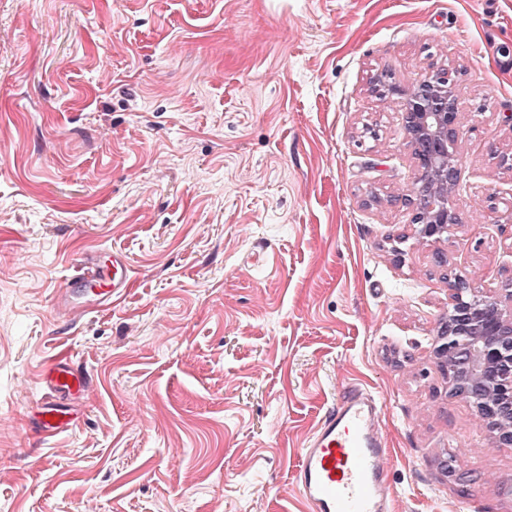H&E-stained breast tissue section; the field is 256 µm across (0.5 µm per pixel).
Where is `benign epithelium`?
<instances>
[{"label": "benign epithelium", "mask_w": 512, "mask_h": 512, "mask_svg": "<svg viewBox=\"0 0 512 512\" xmlns=\"http://www.w3.org/2000/svg\"><path fill=\"white\" fill-rule=\"evenodd\" d=\"M405 96L404 130L424 190L404 203L414 209L417 236L436 243L459 225L454 202L463 135L459 98L450 75L441 71L416 80ZM448 312L441 318L434 355L448 374L451 394L473 402L492 444L512 445V282L506 294H483L463 275L448 278Z\"/></svg>", "instance_id": "1"}]
</instances>
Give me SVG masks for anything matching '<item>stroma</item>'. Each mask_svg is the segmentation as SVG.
<instances>
[{"label":"stroma","mask_w":512,"mask_h":512,"mask_svg":"<svg viewBox=\"0 0 512 512\" xmlns=\"http://www.w3.org/2000/svg\"><path fill=\"white\" fill-rule=\"evenodd\" d=\"M507 55L512 0H0V512H309L297 455L348 382L380 405L392 512H512V446L434 356L444 272L512 279ZM438 70L478 133L429 245L371 80ZM116 249L126 295L57 315ZM62 355L95 396L44 442Z\"/></svg>","instance_id":"obj_1"}]
</instances>
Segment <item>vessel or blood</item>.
I'll return each mask as SVG.
<instances>
[{
    "instance_id": "vessel-or-blood-1",
    "label": "vessel or blood",
    "mask_w": 512,
    "mask_h": 512,
    "mask_svg": "<svg viewBox=\"0 0 512 512\" xmlns=\"http://www.w3.org/2000/svg\"><path fill=\"white\" fill-rule=\"evenodd\" d=\"M130 278L121 251L112 253L108 279L97 253H89L60 288L56 306L75 317L111 305L125 293ZM41 385L45 393L38 403L36 429L41 436L54 437L74 425L67 400L88 399L94 384L86 369L60 357L49 364ZM377 416L374 397L353 385L343 387L298 454L296 487L311 512H390L391 490L385 480L389 459Z\"/></svg>"
}]
</instances>
